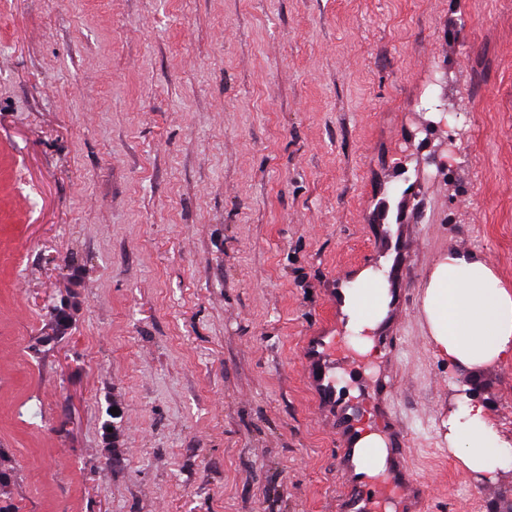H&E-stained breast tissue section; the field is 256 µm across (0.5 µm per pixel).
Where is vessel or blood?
I'll list each match as a JSON object with an SVG mask.
<instances>
[{"mask_svg": "<svg viewBox=\"0 0 512 512\" xmlns=\"http://www.w3.org/2000/svg\"><path fill=\"white\" fill-rule=\"evenodd\" d=\"M351 275L336 277L335 288L327 293L336 321L305 336L301 362L307 384L317 406L327 418L336 440V469L342 476L337 512H421L429 495L425 483L411 476L407 460L409 434L397 420L391 399L397 388L392 378L390 344L396 332L393 322L383 321L371 338L374 359L383 370L371 381L357 379L358 395L341 388L338 370L353 367L354 351L343 348L341 332L350 317L344 310L346 286ZM390 311L404 301L406 274L401 262L388 272ZM380 436L383 449L369 447L370 436Z\"/></svg>", "mask_w": 512, "mask_h": 512, "instance_id": "obj_1", "label": "vessel or blood"}]
</instances>
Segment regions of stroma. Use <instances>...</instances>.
I'll return each instance as SVG.
<instances>
[{"label":"stroma","mask_w":512,"mask_h":512,"mask_svg":"<svg viewBox=\"0 0 512 512\" xmlns=\"http://www.w3.org/2000/svg\"><path fill=\"white\" fill-rule=\"evenodd\" d=\"M383 222L426 512H501L447 422L512 444V356L424 300L451 251L512 293V0H0V507L336 512L300 349Z\"/></svg>","instance_id":"35a3bbf8"}]
</instances>
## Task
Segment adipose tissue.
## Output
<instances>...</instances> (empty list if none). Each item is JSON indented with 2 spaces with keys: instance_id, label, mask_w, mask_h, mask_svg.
I'll list each match as a JSON object with an SVG mask.
<instances>
[{
  "instance_id": "1",
  "label": "adipose tissue",
  "mask_w": 512,
  "mask_h": 512,
  "mask_svg": "<svg viewBox=\"0 0 512 512\" xmlns=\"http://www.w3.org/2000/svg\"><path fill=\"white\" fill-rule=\"evenodd\" d=\"M360 281L361 288L346 299L359 331L374 326L386 311L384 285L376 273L363 271ZM425 311L435 341L451 361L481 367L512 350V294L472 256L452 252L437 265ZM448 442L473 473L491 478L512 465V448L474 406L463 405L449 416Z\"/></svg>"
}]
</instances>
